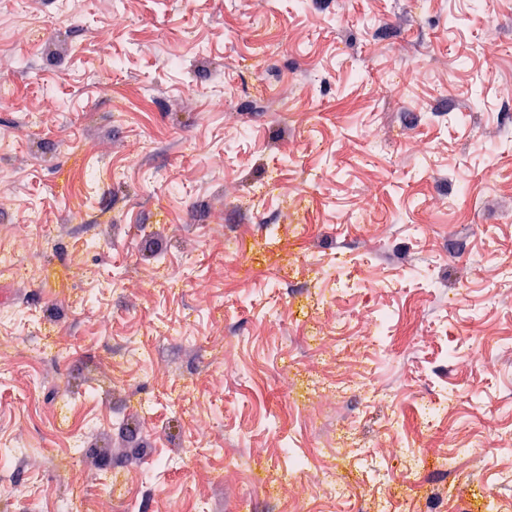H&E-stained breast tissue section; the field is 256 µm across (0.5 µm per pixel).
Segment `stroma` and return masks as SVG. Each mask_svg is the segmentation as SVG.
Listing matches in <instances>:
<instances>
[{
	"label": "stroma",
	"instance_id": "1",
	"mask_svg": "<svg viewBox=\"0 0 512 512\" xmlns=\"http://www.w3.org/2000/svg\"><path fill=\"white\" fill-rule=\"evenodd\" d=\"M510 88L512 0H0V512H512Z\"/></svg>",
	"mask_w": 512,
	"mask_h": 512
}]
</instances>
